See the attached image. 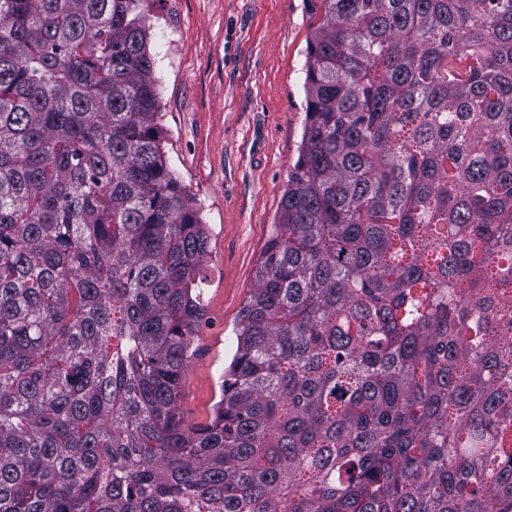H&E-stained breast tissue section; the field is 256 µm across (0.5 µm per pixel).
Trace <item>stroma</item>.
Masks as SVG:
<instances>
[{
    "mask_svg": "<svg viewBox=\"0 0 512 512\" xmlns=\"http://www.w3.org/2000/svg\"><path fill=\"white\" fill-rule=\"evenodd\" d=\"M319 2H149L162 149L209 230L205 315L180 402L190 425L206 423L220 399L240 311L298 158Z\"/></svg>",
    "mask_w": 512,
    "mask_h": 512,
    "instance_id": "obj_1",
    "label": "stroma"
}]
</instances>
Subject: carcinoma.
I'll list each match as a JSON object with an SVG mask.
<instances>
[{
    "instance_id": "1",
    "label": "carcinoma",
    "mask_w": 512,
    "mask_h": 512,
    "mask_svg": "<svg viewBox=\"0 0 512 512\" xmlns=\"http://www.w3.org/2000/svg\"><path fill=\"white\" fill-rule=\"evenodd\" d=\"M144 2L0 0V512H512V0H320L200 425Z\"/></svg>"
}]
</instances>
